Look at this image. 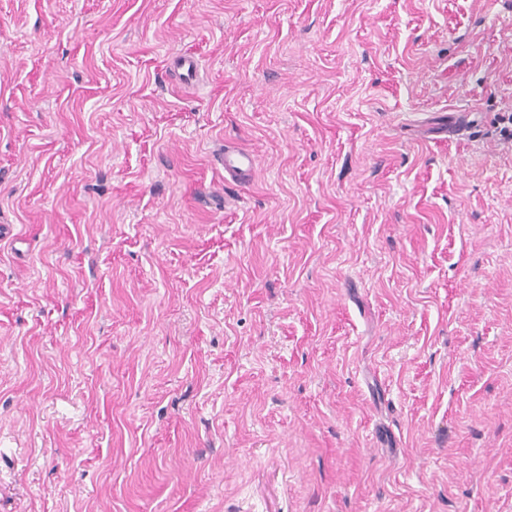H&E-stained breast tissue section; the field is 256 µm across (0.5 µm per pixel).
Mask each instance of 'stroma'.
Returning a JSON list of instances; mask_svg holds the SVG:
<instances>
[{"mask_svg": "<svg viewBox=\"0 0 512 512\" xmlns=\"http://www.w3.org/2000/svg\"><path fill=\"white\" fill-rule=\"evenodd\" d=\"M0 512H512V0H0ZM255 168L253 154L243 151L224 149V178L234 182H245L251 178Z\"/></svg>", "mask_w": 512, "mask_h": 512, "instance_id": "obj_1", "label": "stroma"}]
</instances>
